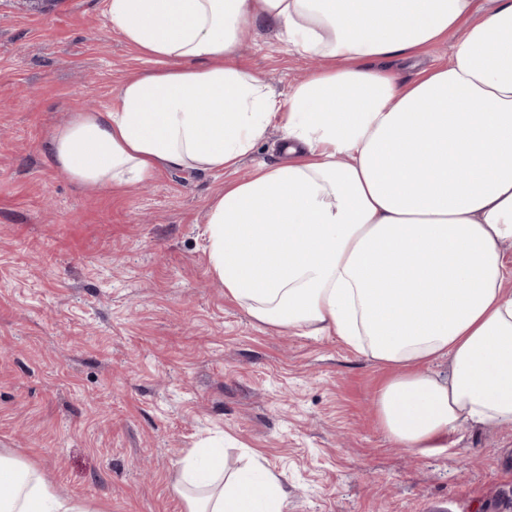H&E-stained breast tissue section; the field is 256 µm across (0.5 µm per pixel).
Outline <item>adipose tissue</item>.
Returning <instances> with one entry per match:
<instances>
[{
  "mask_svg": "<svg viewBox=\"0 0 512 512\" xmlns=\"http://www.w3.org/2000/svg\"><path fill=\"white\" fill-rule=\"evenodd\" d=\"M108 26L153 61L118 104L83 110L49 144L81 184L235 168L270 125L288 163L258 166L207 216L211 271L258 323L334 336L390 375L375 396L394 444L424 453L464 424L512 426V0H105ZM264 20L324 67L280 100L233 63ZM447 63L417 57L458 28ZM447 361V376L431 370ZM186 512H283L259 456L232 475L187 456ZM0 512H96L0 453ZM462 33L463 30L461 29L455 34L449 35L448 40L432 45L417 60L395 62L393 68L398 72L401 79L411 80L422 68L447 62L454 43Z\"/></svg>",
  "mask_w": 512,
  "mask_h": 512,
  "instance_id": "1",
  "label": "adipose tissue"
}]
</instances>
